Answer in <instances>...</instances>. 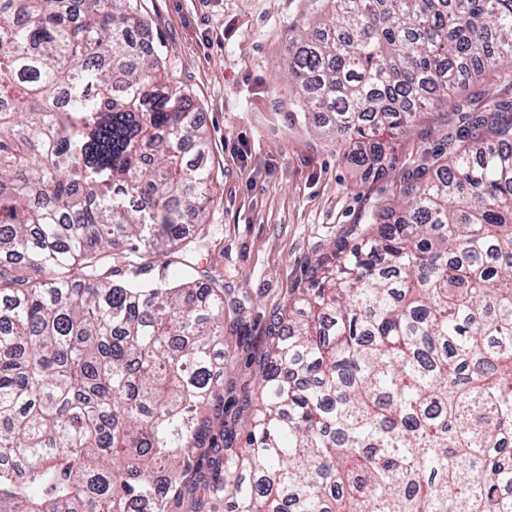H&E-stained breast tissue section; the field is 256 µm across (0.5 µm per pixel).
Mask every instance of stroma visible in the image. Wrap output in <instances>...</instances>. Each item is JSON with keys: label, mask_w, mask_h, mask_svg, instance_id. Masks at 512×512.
I'll list each match as a JSON object with an SVG mask.
<instances>
[{"label": "stroma", "mask_w": 512, "mask_h": 512, "mask_svg": "<svg viewBox=\"0 0 512 512\" xmlns=\"http://www.w3.org/2000/svg\"><path fill=\"white\" fill-rule=\"evenodd\" d=\"M154 45L202 113L218 199L198 265L224 286L230 328L224 350V422L243 419L261 374L273 315L311 267L365 223L395 182H363L335 134L311 127L289 105L285 58L293 27L313 20L317 0H144ZM467 109L512 102V77L490 73L465 91ZM453 112H426L396 138V168L458 128Z\"/></svg>", "instance_id": "obj_1"}]
</instances>
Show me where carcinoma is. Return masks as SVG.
I'll use <instances>...</instances> for the list:
<instances>
[{
    "instance_id": "cac0c4a2",
    "label": "carcinoma",
    "mask_w": 512,
    "mask_h": 512,
    "mask_svg": "<svg viewBox=\"0 0 512 512\" xmlns=\"http://www.w3.org/2000/svg\"><path fill=\"white\" fill-rule=\"evenodd\" d=\"M325 4L291 100L363 182L420 113L464 111L450 91L512 76V0ZM192 150L141 0H0V512H512V102L310 269L241 435H210L232 360Z\"/></svg>"
}]
</instances>
